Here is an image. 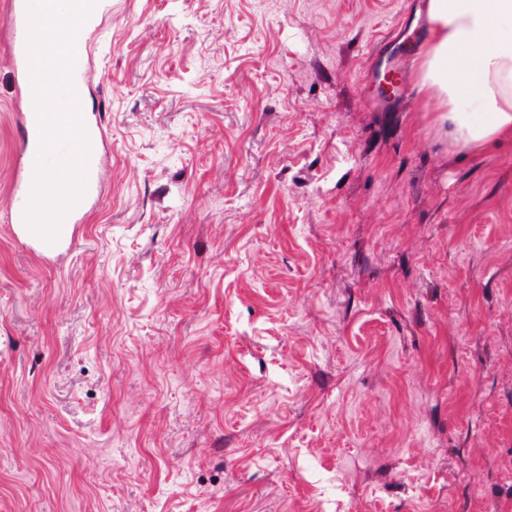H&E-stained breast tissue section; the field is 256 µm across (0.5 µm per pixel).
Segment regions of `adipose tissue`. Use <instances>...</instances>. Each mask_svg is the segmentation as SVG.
Masks as SVG:
<instances>
[{"label": "adipose tissue", "mask_w": 512, "mask_h": 512, "mask_svg": "<svg viewBox=\"0 0 512 512\" xmlns=\"http://www.w3.org/2000/svg\"><path fill=\"white\" fill-rule=\"evenodd\" d=\"M429 19L419 70L437 132L469 153L512 137V0H430Z\"/></svg>", "instance_id": "obj_1"}]
</instances>
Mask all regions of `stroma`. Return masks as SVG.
<instances>
[{
  "label": "stroma",
  "mask_w": 512,
  "mask_h": 512,
  "mask_svg": "<svg viewBox=\"0 0 512 512\" xmlns=\"http://www.w3.org/2000/svg\"><path fill=\"white\" fill-rule=\"evenodd\" d=\"M111 3L47 253L0 28V512H512V140L366 87L425 0Z\"/></svg>",
  "instance_id": "35a3bbf8"
}]
</instances>
